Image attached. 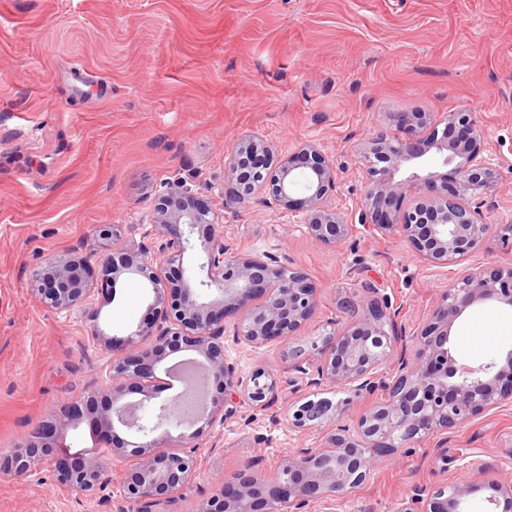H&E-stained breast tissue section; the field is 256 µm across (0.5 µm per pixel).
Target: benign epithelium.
Here are the masks:
<instances>
[{"label":"benign epithelium","instance_id":"1","mask_svg":"<svg viewBox=\"0 0 512 512\" xmlns=\"http://www.w3.org/2000/svg\"><path fill=\"white\" fill-rule=\"evenodd\" d=\"M397 124L408 139L381 138L365 154L370 181L359 207L358 223L371 232L400 234L417 260L433 267L457 263L482 243L487 225L479 207L459 202V196L479 195L496 177L483 135L469 112H452L443 133H438L431 112H400ZM452 166L455 189L448 190V174L427 172L421 159L430 151ZM226 179L237 197L261 196L262 203L282 213L301 217L306 233L316 242L334 246L346 235L348 224L324 203L335 184L336 172L328 156L314 144H304L285 155L249 136L225 159ZM307 176L308 195L295 199L297 175ZM418 197L402 209L400 201ZM151 232L160 245L157 253L120 239L118 229L103 226L100 236L109 241L98 252L96 264L72 255L50 259L32 273L31 291L58 312H70L90 301L94 289L115 293L118 279L135 276L149 288L150 320L126 338L94 333L112 352L106 394L91 393L75 401L51 421L41 422L22 445L0 454V473L24 475L51 457L70 430L84 419V410L102 399L106 409L94 420L104 436H115L116 426L135 434L136 440L112 441L107 456L123 469L122 495L145 512L161 496H168L195 473L193 442L203 434L197 423L224 420L247 400L255 406L273 407L286 389L307 387L319 391L339 386L346 397L308 399L290 416L299 429L323 425L345 412L359 397L383 393V405L363 415L357 430L334 433L327 446L306 448L282 463L274 478L261 476L253 465L224 483L219 497L202 506V512H310L316 505L334 506L362 484L377 461L424 437L458 429L483 412L512 400V351L503 362L493 360L477 367L459 363L448 346L450 328L470 305L497 300L512 306V266L475 269L441 294L428 323L421 329L412 354L401 358L395 378L389 380L383 365L394 353L391 300L368 288L364 297L368 313L342 332L331 331L323 345L311 344L320 361L297 366L286 379L259 365L247 378L236 375L224 360V334L232 320L233 336L252 347L290 337L314 314L318 298L306 274L274 265L259 256L242 257L224 244V225L206 202L185 183L170 182L158 196L149 215ZM194 254L199 263L186 261ZM211 291L207 300L199 289ZM136 348L133 353L124 350ZM190 349L202 360L195 363L201 375V410L186 418L178 400L146 410L151 396L125 402L128 387H157L155 370L169 352ZM163 427L189 429L179 439L184 450L162 449L156 432ZM102 457L80 454L56 460L59 483L81 493L104 488ZM485 489L487 501L512 512V482H491L484 487L450 482L425 493L415 488L401 500L396 512H464L472 493Z\"/></svg>","mask_w":512,"mask_h":512}]
</instances>
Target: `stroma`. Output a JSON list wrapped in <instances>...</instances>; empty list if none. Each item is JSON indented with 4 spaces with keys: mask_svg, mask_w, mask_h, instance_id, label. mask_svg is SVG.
<instances>
[{
    "mask_svg": "<svg viewBox=\"0 0 512 512\" xmlns=\"http://www.w3.org/2000/svg\"><path fill=\"white\" fill-rule=\"evenodd\" d=\"M460 111L473 114L497 169L477 197L488 230L457 265L431 268L399 237L353 222L363 153L374 139L403 137L396 113ZM247 135L282 153L313 142L329 156L337 176L326 203L350 222L339 244L315 242L258 198L222 193L224 161ZM177 178L223 216L232 252L305 272L319 298L298 335L274 345L225 335L238 376L307 364L320 334L364 318L365 308L345 305L365 288L400 304L398 333L413 347L462 272L512 264L499 237L512 223V0H0V450L107 384L111 355L95 330L124 337L150 318L140 279L121 277L115 295L59 314L31 295L33 270L63 254L93 256L105 224L156 251L145 218ZM450 348L472 366L504 358L512 306L467 307ZM309 396L287 394L269 410L246 403L207 427L195 476L150 512H199L250 463L273 477L378 402L358 399L338 419L294 428L288 411ZM105 478L86 496L48 467L0 475V512H116L122 471L107 467ZM452 480L512 481V403L445 445L425 438L382 458L335 512H395L414 487Z\"/></svg>",
    "mask_w": 512,
    "mask_h": 512,
    "instance_id": "1",
    "label": "stroma"
}]
</instances>
